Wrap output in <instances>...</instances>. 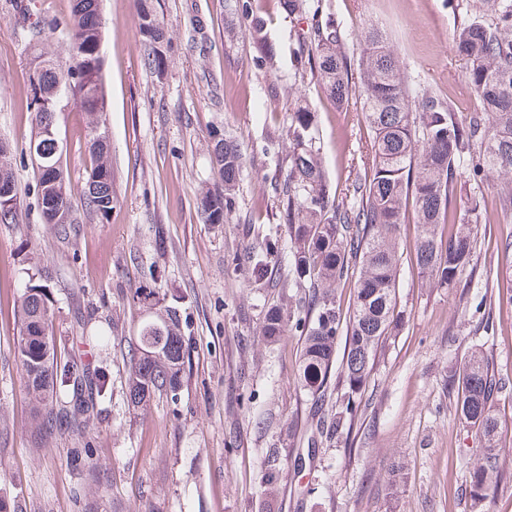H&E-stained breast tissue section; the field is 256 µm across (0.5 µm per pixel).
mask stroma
<instances>
[{
  "mask_svg": "<svg viewBox=\"0 0 512 512\" xmlns=\"http://www.w3.org/2000/svg\"><path fill=\"white\" fill-rule=\"evenodd\" d=\"M0 0V142L18 178V223H0V499L18 512H378L383 476L404 462L396 512H512V387L500 402L507 474L493 496L472 505L466 491L476 446L455 414L448 367L472 339L485 344L496 374L512 384V307L488 308L486 285L512 291V211L496 200L500 177L468 186L484 198L473 272L463 287L422 286L403 263L397 309L403 324L379 349L366 387L367 410L348 442H311L316 400L296 384L302 338L289 332L260 345L268 306H287L288 246L267 258L271 280L246 261L279 222L270 179L288 154V108L315 114L311 134L332 188L369 143L359 105L340 107L315 74L299 71V29L333 20L341 51L358 60L363 30L386 31L412 88L449 99L459 118L476 101L455 53V35L477 0H303L288 14L279 0H253L276 55L229 30L227 0H152L169 38L156 78L141 0H102L103 129L112 143L109 216L86 211V121L71 99L57 114L62 163L71 176L76 223L65 234L44 224L30 153L34 120L27 74L32 25L49 22L43 51L65 60L71 0ZM242 149L246 163L229 222L205 223L203 190L216 187L213 130ZM45 286L57 356L102 367L110 390L101 419L78 433L61 422L47 443L30 434L23 371L15 357L17 305L25 285ZM177 307L189 343L176 398L133 409L126 400L128 342L143 320ZM107 345L75 342L77 316ZM277 454L276 494L264 493V460Z\"/></svg>",
  "mask_w": 512,
  "mask_h": 512,
  "instance_id": "stroma-1",
  "label": "stroma"
}]
</instances>
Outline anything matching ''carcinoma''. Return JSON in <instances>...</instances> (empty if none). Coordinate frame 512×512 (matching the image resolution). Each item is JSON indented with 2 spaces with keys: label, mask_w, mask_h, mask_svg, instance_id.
<instances>
[{
  "label": "carcinoma",
  "mask_w": 512,
  "mask_h": 512,
  "mask_svg": "<svg viewBox=\"0 0 512 512\" xmlns=\"http://www.w3.org/2000/svg\"><path fill=\"white\" fill-rule=\"evenodd\" d=\"M92 2L72 0L69 63L49 57L40 71L28 73L29 108L35 126L50 124L54 132L62 96L84 112L90 134L87 176L97 179L95 189L85 191V207L104 217L114 204L112 147L97 132L104 95L98 33L86 19ZM230 10L247 20L252 38H261L264 21L254 14L251 0H235ZM478 11L455 41L477 101V109L463 121L440 95L410 87L398 55L376 26L364 32L356 82L351 64L336 51L332 20L311 28L298 49L300 63L317 74L332 101L343 105L359 99L371 133L354 178L333 194L310 135L314 115L308 106L296 104L288 113L292 149L287 173L274 183L290 243L292 286L303 293L292 300L294 313L286 317L279 307L268 308L260 341L271 343L292 330L304 336L299 389L322 398L335 383L336 412L316 421L318 433L329 439L351 435L378 348L397 328L402 263L397 230L407 203L414 207L417 228L412 266L426 287L453 288L470 266L482 221L479 198L459 204L465 182L512 173V0H480ZM139 29L149 46L144 65L160 78L166 65L165 33L147 5L139 14ZM58 139L56 134L41 140L49 164L37 168L42 215L54 226L63 224L57 212H72L69 179L56 152ZM211 161L224 189L200 195L198 209L206 223L224 224L234 208L245 157L233 140L215 131ZM18 209L10 158L0 152V221L15 220ZM347 280L353 291L345 310L337 286ZM47 302L44 289L29 286L17 307L19 332L27 337L25 346L16 347L17 359L26 375L31 428L39 441L51 435L56 408L78 429L94 426L107 388L102 370L80 360L60 367L55 353H47ZM187 353L176 309H165L156 322H144L130 354L127 403L142 408L157 398L175 397ZM448 387L459 419L475 434L469 493L479 503L495 493L506 474L499 448V401L505 383L490 365L484 345L474 343L448 371Z\"/></svg>",
  "instance_id": "carcinoma-1"
}]
</instances>
